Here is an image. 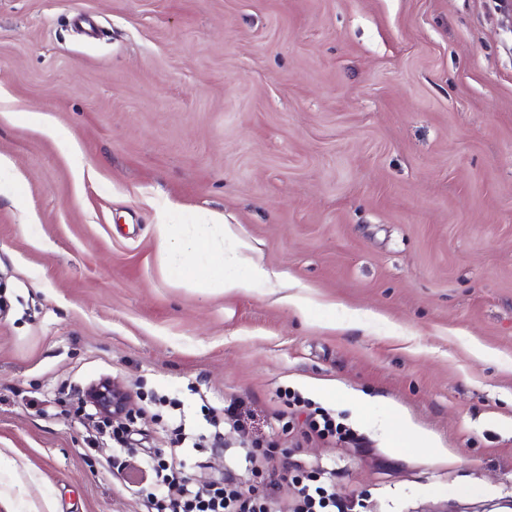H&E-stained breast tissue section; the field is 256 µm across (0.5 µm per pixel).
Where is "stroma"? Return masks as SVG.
<instances>
[{
  "label": "stroma",
  "mask_w": 512,
  "mask_h": 512,
  "mask_svg": "<svg viewBox=\"0 0 512 512\" xmlns=\"http://www.w3.org/2000/svg\"><path fill=\"white\" fill-rule=\"evenodd\" d=\"M0 158V512H148L181 423L195 488L260 484L251 448L337 463L366 512H512V0H0ZM205 217L305 312L173 279L155 224ZM233 402L249 431L212 447ZM91 394L97 408L104 414L110 415L112 420L127 414L129 395L119 384L111 381L97 384Z\"/></svg>",
  "instance_id": "1"
}]
</instances>
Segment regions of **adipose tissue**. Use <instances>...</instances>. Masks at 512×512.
Here are the masks:
<instances>
[{"mask_svg":"<svg viewBox=\"0 0 512 512\" xmlns=\"http://www.w3.org/2000/svg\"><path fill=\"white\" fill-rule=\"evenodd\" d=\"M154 236L171 276L186 287L228 294L273 282L280 305L298 311L306 305L295 291L294 277L273 273L250 256V247L239 237L236 225L206 218L195 224L162 222L155 225Z\"/></svg>","mask_w":512,"mask_h":512,"instance_id":"ef3b65f1","label":"adipose tissue"}]
</instances>
